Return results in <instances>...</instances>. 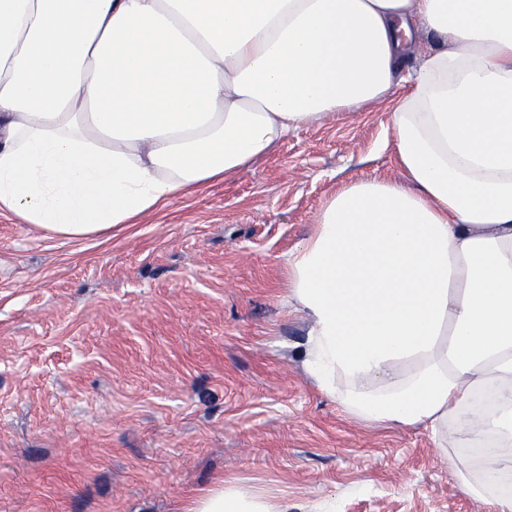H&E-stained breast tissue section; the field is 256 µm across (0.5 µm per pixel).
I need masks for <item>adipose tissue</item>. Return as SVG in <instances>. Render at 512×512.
<instances>
[{"mask_svg": "<svg viewBox=\"0 0 512 512\" xmlns=\"http://www.w3.org/2000/svg\"><path fill=\"white\" fill-rule=\"evenodd\" d=\"M372 107L403 177L342 185L289 253L302 366L357 420L473 449L453 477L512 512V0H0V213L54 237ZM184 512L288 503L222 480Z\"/></svg>", "mask_w": 512, "mask_h": 512, "instance_id": "adipose-tissue-1", "label": "adipose tissue"}]
</instances>
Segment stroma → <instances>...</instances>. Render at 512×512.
I'll return each mask as SVG.
<instances>
[{"instance_id":"stroma-1","label":"stroma","mask_w":512,"mask_h":512,"mask_svg":"<svg viewBox=\"0 0 512 512\" xmlns=\"http://www.w3.org/2000/svg\"><path fill=\"white\" fill-rule=\"evenodd\" d=\"M388 112H341L101 238L0 214V512H182L219 480L288 512H493L420 426L305 373L286 257L344 182L400 177Z\"/></svg>"}]
</instances>
